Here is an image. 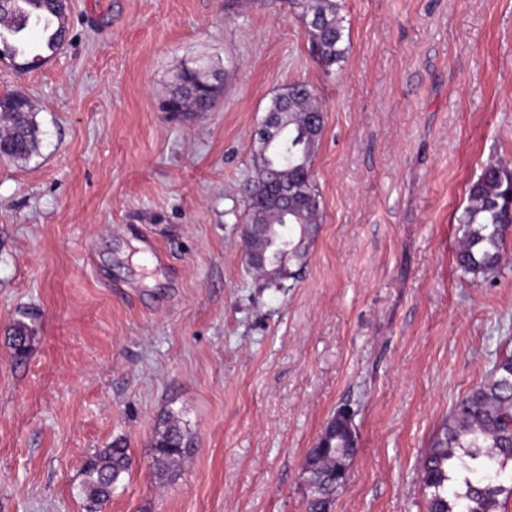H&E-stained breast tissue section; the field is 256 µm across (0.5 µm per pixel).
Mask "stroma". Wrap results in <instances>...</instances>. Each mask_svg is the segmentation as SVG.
Here are the masks:
<instances>
[{"label":"stroma","mask_w":512,"mask_h":512,"mask_svg":"<svg viewBox=\"0 0 512 512\" xmlns=\"http://www.w3.org/2000/svg\"><path fill=\"white\" fill-rule=\"evenodd\" d=\"M340 7L328 70L286 0H70L56 55L0 61L41 129L29 161L0 159V512H84L83 461L117 439L132 467L104 512H308L305 454L344 404L358 451L331 512H426L433 433L512 353V234L488 279L455 260L469 183L512 164V0ZM199 55L224 71L217 108L162 111ZM297 80L325 115L321 218L267 288L242 186ZM171 412L192 443L161 480Z\"/></svg>","instance_id":"stroma-1"}]
</instances>
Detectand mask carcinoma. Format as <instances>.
I'll list each match as a JSON object with an SVG mask.
<instances>
[{
  "label": "carcinoma",
  "instance_id": "1",
  "mask_svg": "<svg viewBox=\"0 0 512 512\" xmlns=\"http://www.w3.org/2000/svg\"><path fill=\"white\" fill-rule=\"evenodd\" d=\"M291 11L306 28L312 52L327 69L344 61V17L338 0H288ZM68 16L62 0H11L0 15V55L24 71L46 61L41 54L28 56L30 33L41 35L46 50L57 52L67 37L59 19ZM224 92L220 72L207 57L184 63L165 102L180 112H210ZM269 113L284 114L255 133L260 152L255 158L256 177L244 187L247 221L260 224L266 268L257 271L269 287L280 281L266 269L305 256L320 217V193L312 171L323 130L324 112L314 88L300 80L276 97ZM0 126L5 132L0 158L27 161L38 151L40 128L30 98L20 92L0 96ZM467 203L457 216L461 232L456 264L473 280L497 272L512 228V167L488 162L467 191ZM31 334L18 322L12 326L15 356L28 354ZM190 442L168 417L153 442L154 465L164 478L189 450ZM352 456L357 444L350 435L349 418L333 414L305 457L304 474L310 491L309 512H329L341 474L336 472L339 451ZM512 463V355L494 364L483 382L453 405L448 418L432 437L421 464L420 482L426 512H497L499 496L511 493L503 485ZM126 445L116 440L89 455L82 468L80 496L85 508L102 506L129 471Z\"/></svg>",
  "mask_w": 512,
  "mask_h": 512
}]
</instances>
